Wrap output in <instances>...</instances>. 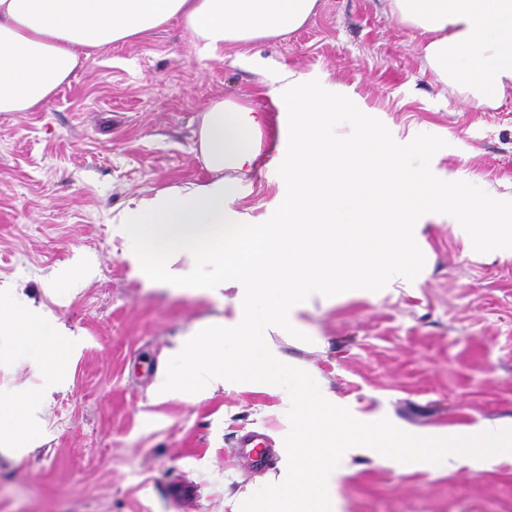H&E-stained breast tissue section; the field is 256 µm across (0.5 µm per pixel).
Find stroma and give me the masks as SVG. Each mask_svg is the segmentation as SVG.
Wrapping results in <instances>:
<instances>
[{
	"instance_id": "1",
	"label": "stroma",
	"mask_w": 512,
	"mask_h": 512,
	"mask_svg": "<svg viewBox=\"0 0 512 512\" xmlns=\"http://www.w3.org/2000/svg\"><path fill=\"white\" fill-rule=\"evenodd\" d=\"M342 95L372 116L370 136L429 159L440 188L457 175L480 210L512 230V96L476 107L436 83L420 36L377 0H319L277 42L192 47L179 22L95 51L34 112L0 113V286H18L72 335L51 423L17 459L0 457V512H241L281 483L234 465L236 435L259 430L283 447L288 392L227 382L199 401H155L166 352L195 324L242 316L243 289L223 299L149 284L114 232L130 199L209 173L197 119L212 101H250L279 143L288 75ZM229 206L250 231L275 223L283 177L260 167ZM411 273L317 293L289 313L301 338L273 334L282 362L361 421L417 432L512 427V237L430 212L412 225ZM90 267L78 292L60 282ZM182 485L181 500L171 488ZM341 512H512V456L400 463L355 451L336 482Z\"/></svg>"
}]
</instances>
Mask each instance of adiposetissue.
Listing matches in <instances>:
<instances>
[{
  "mask_svg": "<svg viewBox=\"0 0 512 512\" xmlns=\"http://www.w3.org/2000/svg\"><path fill=\"white\" fill-rule=\"evenodd\" d=\"M416 31L435 79L477 105L512 95V0H380ZM318 0H0V113L42 108L95 50L141 39L177 19L189 42L215 59L225 48L280 39L303 26ZM294 135L262 157L265 118L234 99L200 114L194 150L211 180L131 199L112 216L130 257L159 288L219 296L239 283L256 301L373 282L377 269L407 267L406 232L425 202L465 222L458 198L433 185L427 161L411 165L391 141L337 139L345 100L289 80ZM282 169L280 218L252 234L227 205L260 161ZM20 359L56 384L71 345L56 317L0 289V361ZM46 425L42 394L0 386V454L17 456Z\"/></svg>",
  "mask_w": 512,
  "mask_h": 512,
  "instance_id": "obj_1",
  "label": "adipose tissue"
}]
</instances>
